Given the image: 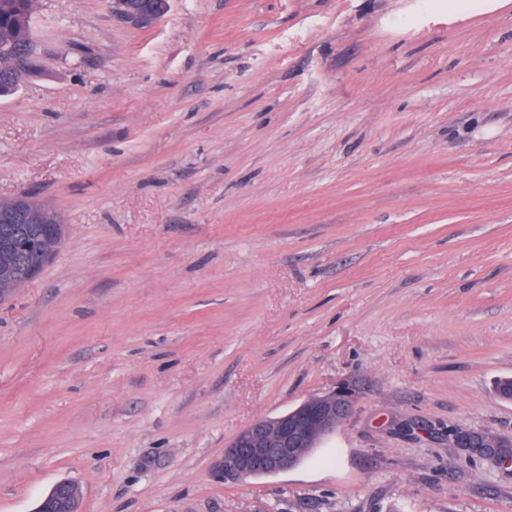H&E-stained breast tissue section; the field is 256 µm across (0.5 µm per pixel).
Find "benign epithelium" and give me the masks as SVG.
I'll return each instance as SVG.
<instances>
[{
    "instance_id": "obj_1",
    "label": "benign epithelium",
    "mask_w": 512,
    "mask_h": 512,
    "mask_svg": "<svg viewBox=\"0 0 512 512\" xmlns=\"http://www.w3.org/2000/svg\"><path fill=\"white\" fill-rule=\"evenodd\" d=\"M170 0H153L140 10L128 8L127 0H112V11L134 24H149L163 17ZM12 208L27 224L43 229L40 243L41 262L30 267L26 280L0 276V301L32 282L57 255L63 244L62 225L53 214L24 198H14ZM354 401L350 387L315 395L297 407L245 427L224 449V456L214 464L217 477L240 482L258 475H276L288 471L330 435L349 415ZM83 490L72 480H61L49 490L35 512H82Z\"/></svg>"
}]
</instances>
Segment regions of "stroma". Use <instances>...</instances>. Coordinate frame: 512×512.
I'll use <instances>...</instances> for the list:
<instances>
[{
  "instance_id": "obj_1",
  "label": "stroma",
  "mask_w": 512,
  "mask_h": 512,
  "mask_svg": "<svg viewBox=\"0 0 512 512\" xmlns=\"http://www.w3.org/2000/svg\"><path fill=\"white\" fill-rule=\"evenodd\" d=\"M0 199L62 249L0 302V512H512V6L34 0ZM294 469L227 443L341 384ZM151 4H146L141 10H130L127 0H113L112 11L120 15L123 19L134 24H149L163 17L168 9L170 0H151ZM509 0H448V18H467L474 13H492L505 8ZM83 490L72 480H61L49 490L35 512H82Z\"/></svg>"
}]
</instances>
